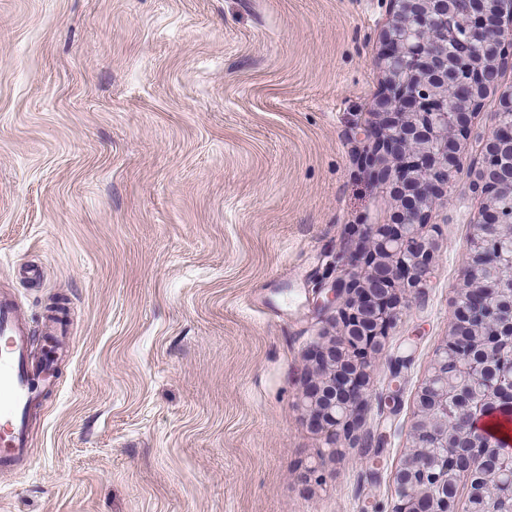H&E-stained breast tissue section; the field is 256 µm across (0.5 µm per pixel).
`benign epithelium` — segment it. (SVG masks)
I'll use <instances>...</instances> for the list:
<instances>
[{"instance_id": "7a95c632", "label": "benign epithelium", "mask_w": 512, "mask_h": 512, "mask_svg": "<svg viewBox=\"0 0 512 512\" xmlns=\"http://www.w3.org/2000/svg\"><path fill=\"white\" fill-rule=\"evenodd\" d=\"M395 20L385 32L388 72L384 93L375 107L380 127L364 129L374 138L364 156L366 169L389 185L402 201L391 224H367L364 251L340 254L336 275L323 282L317 309L335 312L338 336H324L312 353L299 406L310 423L339 439L351 438L367 414L372 360L382 354L388 328L400 312L406 290L424 287L435 249L422 236L426 212L441 195L460 160L452 134L495 87L496 62L512 54V0H392ZM485 46L476 56L474 42ZM498 123L481 144L482 162L475 186L488 197L487 209L474 224L466 282L451 312L452 333L438 347L430 372L417 395L410 431L412 449L394 477L395 512H418L431 496L438 512H488L484 494L448 502V482L467 486L485 476L512 486V469L499 464L502 450L468 419L498 408L503 383L482 361L456 367L470 380L448 383V346L484 350L490 336L512 340V89L499 96ZM490 387L474 400L473 383ZM452 450L456 468L435 484L415 478L421 451Z\"/></svg>"}]
</instances>
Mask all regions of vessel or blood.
I'll list each match as a JSON object with an SVG mask.
<instances>
[{"label":"vessel or blood","instance_id":"b4317fda","mask_svg":"<svg viewBox=\"0 0 512 512\" xmlns=\"http://www.w3.org/2000/svg\"><path fill=\"white\" fill-rule=\"evenodd\" d=\"M29 323L15 299L0 294V468L22 469L30 446V417L55 385L51 359L32 363Z\"/></svg>","mask_w":512,"mask_h":512}]
</instances>
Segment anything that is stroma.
Masks as SVG:
<instances>
[{
  "label": "stroma",
  "instance_id": "obj_1",
  "mask_svg": "<svg viewBox=\"0 0 512 512\" xmlns=\"http://www.w3.org/2000/svg\"><path fill=\"white\" fill-rule=\"evenodd\" d=\"M393 20L390 0H0V291L36 342L55 306L69 331L0 512H392L499 108L468 119L429 282L333 441L297 403L335 333L317 283L399 210L362 164Z\"/></svg>",
  "mask_w": 512,
  "mask_h": 512
}]
</instances>
